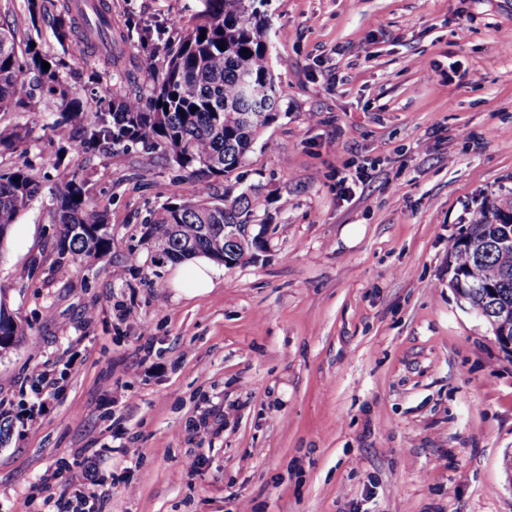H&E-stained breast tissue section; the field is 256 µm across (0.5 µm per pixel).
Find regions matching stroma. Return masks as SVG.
I'll return each instance as SVG.
<instances>
[{
    "label": "stroma",
    "instance_id": "35a3bbf8",
    "mask_svg": "<svg viewBox=\"0 0 512 512\" xmlns=\"http://www.w3.org/2000/svg\"><path fill=\"white\" fill-rule=\"evenodd\" d=\"M104 3L116 28L175 29L202 7ZM255 3L282 108L204 194L259 187L256 220L273 231L208 293L152 263L144 223L181 176L134 151L67 154L114 245L93 269L54 265L56 114L44 97L0 112L1 129L28 131L0 170L28 165L45 188L0 249L27 330L0 356V512H55L42 478L88 448L105 451V512H512V356L448 286L460 227L512 203V0ZM0 10L48 56L89 60L68 77L79 96L111 97L94 47L57 40L59 10ZM122 306L137 319L119 320ZM35 368L45 405L25 426Z\"/></svg>",
    "mask_w": 512,
    "mask_h": 512
}]
</instances>
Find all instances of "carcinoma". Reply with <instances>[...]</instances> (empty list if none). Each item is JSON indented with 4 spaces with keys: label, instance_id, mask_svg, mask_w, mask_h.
I'll return each mask as SVG.
<instances>
[{
    "label": "carcinoma",
    "instance_id": "1",
    "mask_svg": "<svg viewBox=\"0 0 512 512\" xmlns=\"http://www.w3.org/2000/svg\"><path fill=\"white\" fill-rule=\"evenodd\" d=\"M203 9L169 43L158 72L146 86L137 83L127 65L129 35L112 29L106 9L99 11L105 29L82 18L81 27H59L64 41L74 34L97 46L102 60L112 67L115 91L105 107H92L74 96L61 75L60 63L31 42L18 40V27L0 19V112L33 111L34 86L54 100L59 117L53 131L60 144L61 165L69 150L94 154L118 146L141 147L140 164L152 165L161 151L184 171L188 183L231 173L243 163L259 134L279 115L282 91L270 64L267 23L255 0H202ZM225 49H219V46ZM50 64L49 70L42 63ZM197 111H192V108ZM28 132L0 131V150H15ZM42 184L24 168L0 173V252L14 225L39 199ZM52 223L57 225L55 264L87 269L112 252V228L97 209L87 182L77 173L62 171L52 189ZM259 194L249 188L234 197L211 201L191 191L163 205L144 224L142 238L151 245L154 262L186 263L204 255L224 263L226 224H253ZM476 246L455 238L448 250V266L468 279L467 303L485 315L494 302L512 303V247L499 240L512 232V205L498 208L490 219L481 215L467 225ZM496 276L498 299L483 292ZM26 336L22 323L9 309L0 288V354L21 346Z\"/></svg>",
    "mask_w": 512,
    "mask_h": 512
}]
</instances>
